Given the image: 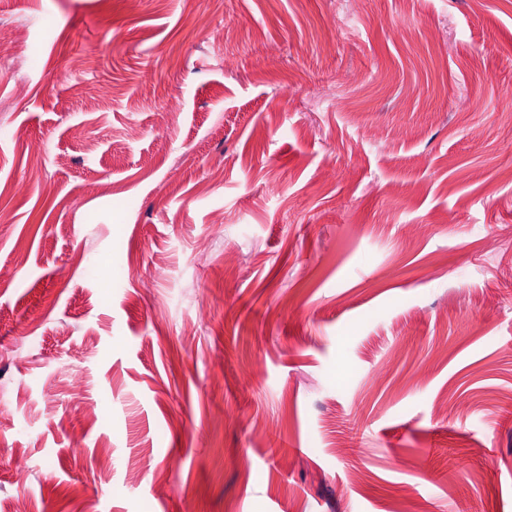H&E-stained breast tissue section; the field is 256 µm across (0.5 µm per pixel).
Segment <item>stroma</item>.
I'll list each match as a JSON object with an SVG mask.
<instances>
[{
    "mask_svg": "<svg viewBox=\"0 0 512 512\" xmlns=\"http://www.w3.org/2000/svg\"><path fill=\"white\" fill-rule=\"evenodd\" d=\"M0 22V499L512 512V0Z\"/></svg>",
    "mask_w": 512,
    "mask_h": 512,
    "instance_id": "35a3bbf8",
    "label": "stroma"
}]
</instances>
